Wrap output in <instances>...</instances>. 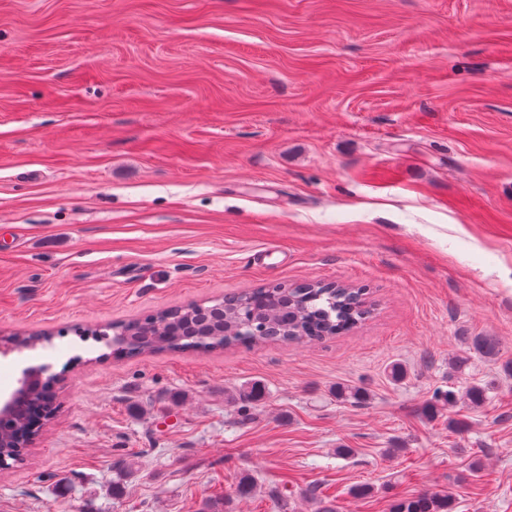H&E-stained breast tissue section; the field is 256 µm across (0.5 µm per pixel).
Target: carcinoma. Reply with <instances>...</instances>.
Instances as JSON below:
<instances>
[{"label":"carcinoma","mask_w":512,"mask_h":512,"mask_svg":"<svg viewBox=\"0 0 512 512\" xmlns=\"http://www.w3.org/2000/svg\"><path fill=\"white\" fill-rule=\"evenodd\" d=\"M371 311L366 292L339 283L259 287L240 295L226 296L212 305L191 304L164 310L143 321L114 326L113 354L135 356L145 351L207 352L258 345L267 341L313 342L354 328ZM46 333H16L4 342L21 349L48 343ZM473 354L493 359L498 342L491 336L471 340ZM51 379L20 391L19 403L26 412L0 427V458L23 461L24 436L32 406L37 404ZM449 493L426 491L396 504L394 512H450Z\"/></svg>","instance_id":"carcinoma-1"}]
</instances>
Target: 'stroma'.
Listing matches in <instances>:
<instances>
[{"instance_id":"1","label":"stroma","mask_w":512,"mask_h":512,"mask_svg":"<svg viewBox=\"0 0 512 512\" xmlns=\"http://www.w3.org/2000/svg\"><path fill=\"white\" fill-rule=\"evenodd\" d=\"M305 281L375 311L206 354L76 334ZM0 331L53 335L0 399L57 378L0 512H512V0H0ZM451 508V494L426 491L412 499L397 503L393 512H448Z\"/></svg>"}]
</instances>
